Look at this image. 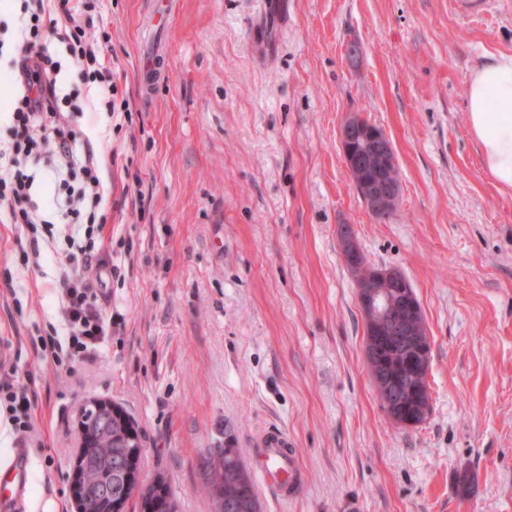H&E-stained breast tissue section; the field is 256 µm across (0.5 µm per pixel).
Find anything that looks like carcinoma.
Segmentation results:
<instances>
[{"mask_svg":"<svg viewBox=\"0 0 512 512\" xmlns=\"http://www.w3.org/2000/svg\"><path fill=\"white\" fill-rule=\"evenodd\" d=\"M88 440L80 460L81 481L77 496L88 512H112V503L138 499L140 512H177L175 501L156 507L155 483L168 486L166 478L157 475L150 482L131 481L117 467L127 457L133 444L144 447L142 435L133 417L122 407L108 416L95 401H87L81 411ZM208 494L214 512H260V503L249 469L237 448H224L209 453Z\"/></svg>","mask_w":512,"mask_h":512,"instance_id":"carcinoma-1","label":"carcinoma"}]
</instances>
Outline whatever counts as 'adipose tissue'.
I'll return each mask as SVG.
<instances>
[{"mask_svg": "<svg viewBox=\"0 0 512 512\" xmlns=\"http://www.w3.org/2000/svg\"><path fill=\"white\" fill-rule=\"evenodd\" d=\"M469 133L485 170L501 189L512 190V54L489 55L466 85Z\"/></svg>", "mask_w": 512, "mask_h": 512, "instance_id": "adipose-tissue-1", "label": "adipose tissue"}]
</instances>
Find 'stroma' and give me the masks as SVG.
<instances>
[{"mask_svg":"<svg viewBox=\"0 0 512 512\" xmlns=\"http://www.w3.org/2000/svg\"><path fill=\"white\" fill-rule=\"evenodd\" d=\"M468 2L172 0L151 30L153 0H102L130 109L75 118L112 188V334L94 362L37 356L59 256L45 244L21 266L0 223V347L19 381L36 376L42 441L24 512H76V418L94 398L137 421L142 475L163 474L179 512H212L210 450L247 462L278 429L305 486L286 503L258 488L261 512H512V191L483 168L465 96L486 56L512 54V0ZM157 52L169 75L145 97L137 64ZM350 112L394 145L389 219L350 181ZM342 224L421 304L431 413L416 428L387 418L368 374Z\"/></svg>","mask_w":512,"mask_h":512,"instance_id":"35a3bbf8","label":"stroma"}]
</instances>
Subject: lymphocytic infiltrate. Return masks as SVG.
I'll return each instance as SVG.
<instances>
[{"label": "lymphocytic infiltrate", "mask_w": 512, "mask_h": 512, "mask_svg": "<svg viewBox=\"0 0 512 512\" xmlns=\"http://www.w3.org/2000/svg\"><path fill=\"white\" fill-rule=\"evenodd\" d=\"M12 37L0 40V60L14 92L6 112L10 136L0 140V216L18 225L30 246L21 263L53 242L65 225L64 255L54 286L61 300L59 335L43 341L44 358L59 363L93 360L112 327L103 312V274L109 267L97 242L105 227L108 188L91 149H78L71 126L72 94L63 80V61H72L80 80L96 92L98 111H128L112 80V37L97 27L99 0H18ZM58 187L45 205L34 200L41 183ZM18 369L0 355V418L18 442L37 430L36 392L17 380Z\"/></svg>", "instance_id": "lymphocytic-infiltrate-1"}]
</instances>
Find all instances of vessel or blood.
Returning a JSON list of instances; mask_svg holds the SVG:
<instances>
[{
  "mask_svg": "<svg viewBox=\"0 0 512 512\" xmlns=\"http://www.w3.org/2000/svg\"><path fill=\"white\" fill-rule=\"evenodd\" d=\"M256 467L263 485L281 499L292 498L302 487V470L287 433L268 432L262 436ZM31 477L30 451L16 446L9 460L0 464V512H21Z\"/></svg>",
  "mask_w": 512,
  "mask_h": 512,
  "instance_id": "1",
  "label": "vessel or blood"
}]
</instances>
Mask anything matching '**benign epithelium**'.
Wrapping results in <instances>:
<instances>
[{"label":"benign epithelium","instance_id":"obj_1","mask_svg":"<svg viewBox=\"0 0 512 512\" xmlns=\"http://www.w3.org/2000/svg\"><path fill=\"white\" fill-rule=\"evenodd\" d=\"M339 143L353 185L368 211L378 216L394 213L402 188L396 153L385 130L352 112L340 125ZM339 241L344 262L358 279L362 315L374 326L364 353L379 400L395 425L412 428L416 419L405 410L397 414L396 408L402 406L404 384L418 375H428L431 341L426 325H415L420 311L410 283L396 269L366 271L367 263L350 225L340 227ZM393 345L409 351L403 376L394 375L385 361V352Z\"/></svg>","mask_w":512,"mask_h":512}]
</instances>
